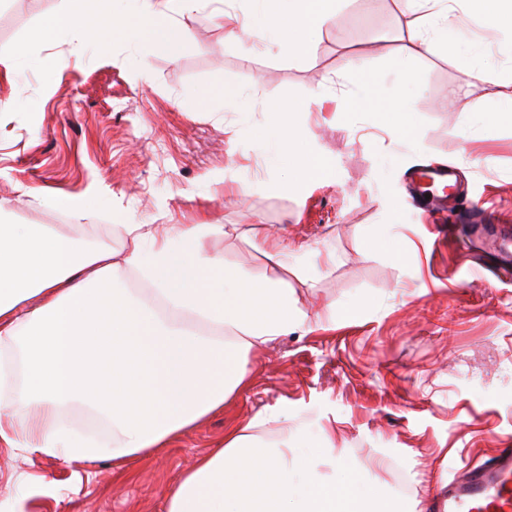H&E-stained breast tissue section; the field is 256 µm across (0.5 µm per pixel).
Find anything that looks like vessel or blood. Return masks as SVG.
Listing matches in <instances>:
<instances>
[{
  "instance_id": "1",
  "label": "vessel or blood",
  "mask_w": 512,
  "mask_h": 512,
  "mask_svg": "<svg viewBox=\"0 0 512 512\" xmlns=\"http://www.w3.org/2000/svg\"><path fill=\"white\" fill-rule=\"evenodd\" d=\"M450 170L431 168L413 171L410 181L414 193L424 196L423 180L440 184ZM427 512H512V447L495 449L482 464L461 469L447 487L426 500Z\"/></svg>"
}]
</instances>
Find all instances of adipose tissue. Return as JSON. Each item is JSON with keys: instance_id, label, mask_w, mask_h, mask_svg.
Instances as JSON below:
<instances>
[{"instance_id": "1", "label": "adipose tissue", "mask_w": 512, "mask_h": 512, "mask_svg": "<svg viewBox=\"0 0 512 512\" xmlns=\"http://www.w3.org/2000/svg\"><path fill=\"white\" fill-rule=\"evenodd\" d=\"M83 2L68 0L65 12L44 15L30 41L0 55V73L11 76L16 62L29 58L32 45H52L69 29L89 33ZM133 2L132 13L113 17L115 32L172 50L178 41L168 14L172 0ZM456 2L405 0L410 21L393 51L395 65L409 68L429 50L431 38L447 40ZM263 4L256 16L218 10L226 36L242 42L259 29L293 52H307L312 34L336 16V0ZM437 13L443 22L434 37H427L424 26ZM360 82L348 112L370 113L379 127L411 139L414 99L404 92L385 98L369 77ZM270 126L274 156L288 159L296 185L331 177L328 160L315 146L301 145L286 113L276 112ZM112 231L122 239L120 249L76 242L47 225L0 224L1 388L10 382L14 350H24V392L9 412H0V442L66 461L98 456L87 438L58 421L60 406L77 400L109 424L114 461L162 446L249 384L250 352L309 326V312L288 289L292 259L336 261L333 253L289 242L282 228L268 227L257 246L266 270L257 278L229 268L223 255L204 248L208 234H226L221 224H179L164 235L146 224H117ZM129 272L146 292L123 287ZM257 293L274 305L261 317L250 311ZM276 421L274 414L260 413L229 429L223 448L196 457L166 489V512H246L243 491L227 474L243 468L256 451L274 479L272 512H393L380 507L379 489L359 482L352 469L328 478L289 467V460L298 463L311 451L258 435V428Z\"/></svg>"}]
</instances>
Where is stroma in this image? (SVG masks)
Listing matches in <instances>:
<instances>
[{"label":"stroma","mask_w":512,"mask_h":512,"mask_svg":"<svg viewBox=\"0 0 512 512\" xmlns=\"http://www.w3.org/2000/svg\"><path fill=\"white\" fill-rule=\"evenodd\" d=\"M62 0H0V54L28 41ZM175 54L147 40L108 48L66 31L35 47L13 80L0 77V224H48L72 240L110 225L223 224L209 237L225 261L261 273L254 243L282 225L289 240L336 253L288 285L322 320L251 354L250 385L200 425L118 476L108 457L64 461L0 444V512H164L163 490L225 432L258 412L309 419L310 464L331 475L351 464L389 504L420 512L423 489L493 449L512 445V270L465 249L454 214L485 199L496 236L512 238V119L495 89L473 92L475 59L449 44L403 70L390 59L408 15L399 0H339L336 21L301 56L255 32L237 43L206 0L183 11ZM84 64L62 72L57 56ZM152 66L139 75L137 63ZM355 59L358 71L346 62ZM366 72L381 92L409 90L415 133L402 141L369 113L337 121ZM233 86L238 97L198 104L188 90ZM294 108L305 138L330 160L331 179L297 190L288 162L264 144L268 107ZM484 112L488 121H477ZM447 162L459 188L448 215L422 220L407 173ZM85 200L77 214L62 199ZM335 306V322L325 321Z\"/></svg>","instance_id":"1"}]
</instances>
